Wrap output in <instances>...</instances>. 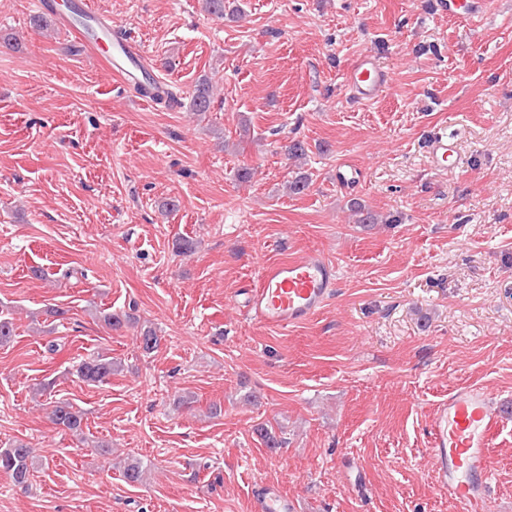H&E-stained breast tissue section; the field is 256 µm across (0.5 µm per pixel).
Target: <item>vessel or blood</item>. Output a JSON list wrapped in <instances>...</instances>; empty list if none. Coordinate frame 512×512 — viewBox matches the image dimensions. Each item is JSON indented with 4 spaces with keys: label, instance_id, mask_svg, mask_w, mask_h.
I'll list each match as a JSON object with an SVG mask.
<instances>
[{
    "label": "vessel or blood",
    "instance_id": "1",
    "mask_svg": "<svg viewBox=\"0 0 512 512\" xmlns=\"http://www.w3.org/2000/svg\"><path fill=\"white\" fill-rule=\"evenodd\" d=\"M99 61L104 74L121 79L140 100L155 102L168 93L159 77L145 78L144 46L112 27V20L91 0H74L70 12L58 14ZM387 81L371 54L357 58L348 71L347 87L357 101L376 98ZM336 269L321 254L304 256L267 267L247 299L255 321L285 327L309 320L334 293ZM500 413L489 394L479 388H460L438 406L430 423V456L440 485L454 497L460 512H481L491 492L486 462L488 448L499 426ZM292 500L269 486L254 492V512H294Z\"/></svg>",
    "mask_w": 512,
    "mask_h": 512
}]
</instances>
